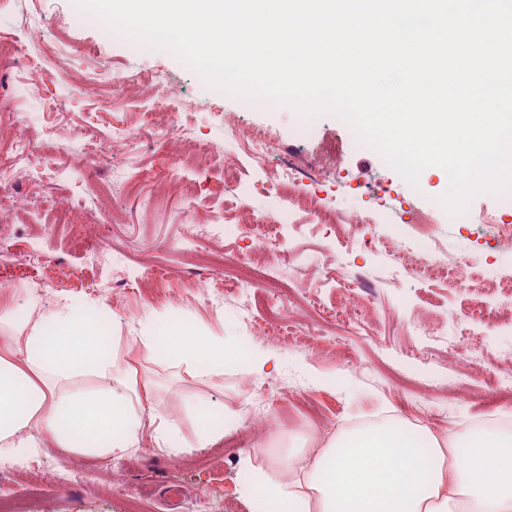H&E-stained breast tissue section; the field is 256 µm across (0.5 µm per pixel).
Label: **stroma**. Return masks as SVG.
Segmentation results:
<instances>
[{"label":"stroma","instance_id":"obj_1","mask_svg":"<svg viewBox=\"0 0 512 512\" xmlns=\"http://www.w3.org/2000/svg\"><path fill=\"white\" fill-rule=\"evenodd\" d=\"M18 7L22 22H0V40L22 45L36 68H0V143L13 135L14 110L27 113L32 149L24 163L45 176L31 181L22 175L0 185V282L10 289L14 315L27 312V289L52 280L56 286L44 301L68 296L133 323L163 309L208 335L273 352L280 364L263 377L233 365L197 380L146 360L158 386L156 410L178 420L183 453L174 458L157 450L147 417L140 446L119 460L50 448L26 470H0V495L25 497L28 512H189L190 501L206 494L214 512H224L229 489L235 512H251L242 493L247 464L274 470L286 445H306L314 437L323 443L385 412L441 431L492 419L512 422V399H497L484 384L489 372L502 368L512 328L482 320L484 305L473 290L420 278L338 224L314 223L307 206L282 217L268 189L281 158L306 156L322 168L316 197L335 207L338 219L356 208L366 211L372 236L395 235L406 247L427 248L436 264L472 256V273L481 280L512 277V245L497 251L485 245L482 217L512 223V210L497 195L472 201V223H451L436 201L448 187L445 171L430 167L418 183H409L376 151L358 146L335 115L303 119L288 107L244 105L241 96L207 86L168 51L76 24L81 11L75 0H20ZM59 38L78 47L76 60L62 62L53 52ZM99 66L105 69L101 91L83 93V72ZM36 71L45 79L34 94L29 81ZM157 71L181 90L167 106L176 133L162 143L147 117L154 109L147 87L125 85L128 76ZM133 113L139 120L117 153L77 158L71 140L92 135L111 142L113 123ZM235 122L275 136L278 153L265 168L250 163L231 128ZM183 128L199 143L223 145V163L189 154L177 135ZM228 165L238 175L232 188L224 184ZM116 167L134 176L136 193L113 191L110 208L88 210L86 185L111 183ZM195 220L265 224L273 242L257 255L252 235L241 233L190 252L183 244ZM88 242L103 255L94 267L84 259ZM251 258L279 260L303 281L306 314L282 312L286 340L255 333L271 304L265 282H254L245 298L233 288L237 263ZM457 336L474 342L466 369L451 345ZM191 400L211 402L231 416L220 442L198 445L186 408ZM249 415L255 442L233 447ZM61 465L81 472L82 482L67 489L42 483L44 471Z\"/></svg>","mask_w":512,"mask_h":512}]
</instances>
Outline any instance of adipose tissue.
<instances>
[{
    "instance_id": "adipose-tissue-1",
    "label": "adipose tissue",
    "mask_w": 512,
    "mask_h": 512,
    "mask_svg": "<svg viewBox=\"0 0 512 512\" xmlns=\"http://www.w3.org/2000/svg\"><path fill=\"white\" fill-rule=\"evenodd\" d=\"M128 330L122 349L69 299L32 304L21 321L0 302V462L46 448L107 459L138 447L155 399L142 357L193 379L239 361L254 376L275 366L270 355L241 357L237 343L156 311ZM460 439L469 452L457 467L449 458ZM243 494L274 512H512V435L387 417L340 430L314 456L289 451L279 477L254 472Z\"/></svg>"
}]
</instances>
